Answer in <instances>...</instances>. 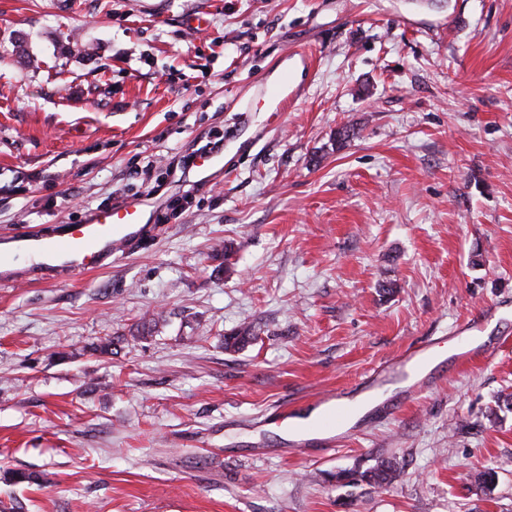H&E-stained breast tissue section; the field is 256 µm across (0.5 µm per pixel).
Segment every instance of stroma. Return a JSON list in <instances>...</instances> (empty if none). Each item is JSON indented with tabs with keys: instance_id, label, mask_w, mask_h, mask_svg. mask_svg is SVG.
<instances>
[{
	"instance_id": "35a3bbf8",
	"label": "stroma",
	"mask_w": 512,
	"mask_h": 512,
	"mask_svg": "<svg viewBox=\"0 0 512 512\" xmlns=\"http://www.w3.org/2000/svg\"><path fill=\"white\" fill-rule=\"evenodd\" d=\"M284 74L294 108L244 110ZM213 131L222 170L147 201L130 250L0 273V512H512V0H0V243L64 234ZM496 303L489 358L439 362L395 419L253 455L285 444L258 416ZM390 457L391 483L336 482ZM257 336L253 323L244 321L236 331L224 337V348L239 350L255 341Z\"/></svg>"
}]
</instances>
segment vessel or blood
<instances>
[{
  "label": "vessel or blood",
  "mask_w": 512,
  "mask_h": 512,
  "mask_svg": "<svg viewBox=\"0 0 512 512\" xmlns=\"http://www.w3.org/2000/svg\"><path fill=\"white\" fill-rule=\"evenodd\" d=\"M299 97L298 89L283 77L262 83L248 105L280 113L290 110ZM145 228V209L141 203L129 201L96 211L87 223L70 225L60 239L52 240L31 232L20 233L13 239L11 253L39 257L43 267L76 276L99 268L107 259L122 253L129 243L142 237ZM492 317V312H482L454 328L453 333L459 338L455 353L457 365L462 366L475 359L478 350L470 338L482 331ZM433 345L430 339L421 342L408 352L380 363L363 376L366 388L385 393L384 399L372 412L373 418L394 415L409 400L433 387V380L421 373ZM347 400L346 393L326 392L313 397L305 407L280 410L274 420L286 422L298 417L306 408L321 410L322 415L316 425L323 436L322 446L329 449L343 437L341 429L349 419Z\"/></svg>",
  "instance_id": "b4317fda"
}]
</instances>
